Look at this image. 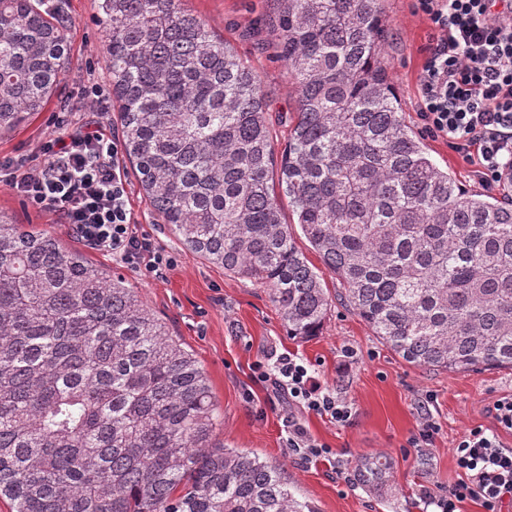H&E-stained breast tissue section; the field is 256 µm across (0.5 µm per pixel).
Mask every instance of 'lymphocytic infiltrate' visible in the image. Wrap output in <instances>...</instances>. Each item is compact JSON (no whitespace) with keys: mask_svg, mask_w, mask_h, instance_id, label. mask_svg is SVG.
<instances>
[{"mask_svg":"<svg viewBox=\"0 0 512 512\" xmlns=\"http://www.w3.org/2000/svg\"><path fill=\"white\" fill-rule=\"evenodd\" d=\"M433 35L418 79V110L424 130L445 139L472 167L480 184L499 186L512 171V0H416ZM42 160H0V184L39 209L59 214L90 249L115 257L127 268L165 280L171 259L148 234L138 232L119 141L93 123L66 115L40 149ZM256 380L273 382L295 403L331 423L353 415L320 379L291 356L267 357L255 366ZM496 431L474 427L456 441L453 456L462 476L448 493L421 491L425 506L459 512L465 501L483 512H501L512 499V447L500 431L512 432V395L496 400ZM286 446L309 463L327 462L333 452L298 419L285 417Z\"/></svg>","mask_w":512,"mask_h":512,"instance_id":"1","label":"lymphocytic infiltrate"}]
</instances>
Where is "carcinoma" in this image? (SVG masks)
<instances>
[{"label":"carcinoma","instance_id":"1","mask_svg":"<svg viewBox=\"0 0 512 512\" xmlns=\"http://www.w3.org/2000/svg\"><path fill=\"white\" fill-rule=\"evenodd\" d=\"M45 0H0V129L41 111L69 62ZM297 104L276 160L257 72L182 0H97L122 150L187 249L267 288L317 335L322 275L396 355L512 369V199L468 191L408 126L382 58L384 0H276ZM197 361L125 279L0 219V498L14 512H318L276 464L214 439ZM379 493L383 455L355 459Z\"/></svg>","mask_w":512,"mask_h":512}]
</instances>
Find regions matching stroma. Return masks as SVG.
I'll use <instances>...</instances> for the list:
<instances>
[{
    "instance_id": "1",
    "label": "stroma",
    "mask_w": 512,
    "mask_h": 512,
    "mask_svg": "<svg viewBox=\"0 0 512 512\" xmlns=\"http://www.w3.org/2000/svg\"><path fill=\"white\" fill-rule=\"evenodd\" d=\"M69 20L71 65L55 95L41 112L19 128L0 134L1 156L37 158L40 142L56 129L59 112L76 108L85 119L101 122L105 132L120 133L117 114L101 111L85 98V86L111 90L103 60L104 31L97 22L95 0H64ZM215 38L234 50L259 74L267 103V121L275 150H283L296 109V94L276 53L277 38L268 24L274 0H183ZM389 36L382 57L407 123L421 133L432 159L471 191L479 190L470 167L445 140L425 134L417 113V84L431 27L416 12L413 0H385ZM130 204L141 230L150 233L171 256L167 280L156 281L132 271L112 256L87 250L88 259L134 286L144 304L164 321L174 339L203 368L217 402L220 421L216 439L226 447L280 466L296 496L315 502L320 512H422L420 486L433 492L454 485L460 471L452 448L467 429L494 428L493 402L512 394V370L450 372L416 367L395 355L345 302L344 289L324 274L331 308L318 336L294 339L271 303L267 291L250 280L226 273L184 248L145 200L135 171H128ZM0 218L33 225L78 249L81 241L52 213L37 209L0 184ZM352 358H345V350ZM291 353L310 365L337 398L356 410L350 424L295 408L294 413L315 438L333 448V464L308 463L285 446L283 418L287 403L272 386L255 383L252 368L272 353ZM440 426L433 447L409 448L425 394ZM381 453L392 461V477L384 492L372 495L353 476L354 460Z\"/></svg>"
}]
</instances>
